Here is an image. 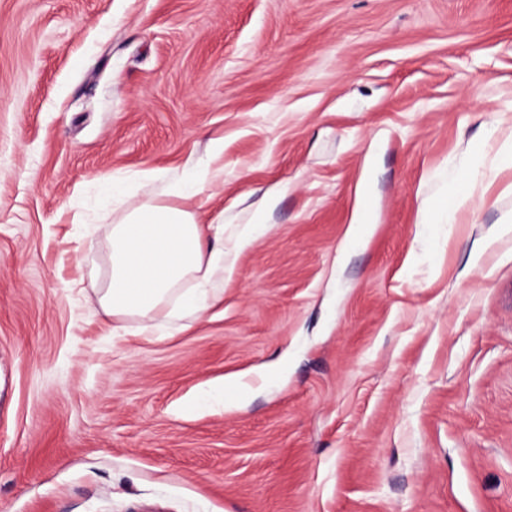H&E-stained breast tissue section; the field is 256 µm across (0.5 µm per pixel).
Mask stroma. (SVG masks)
<instances>
[{"mask_svg":"<svg viewBox=\"0 0 512 512\" xmlns=\"http://www.w3.org/2000/svg\"><path fill=\"white\" fill-rule=\"evenodd\" d=\"M511 140L512 0H0V512H512ZM190 158L230 279L141 332L101 182ZM442 194L447 197V204H443L440 212L448 211V224L455 221L457 213L468 206L470 197L468 193L460 186L458 180L454 178L451 182H446L442 188Z\"/></svg>","mask_w":512,"mask_h":512,"instance_id":"obj_1","label":"stroma"}]
</instances>
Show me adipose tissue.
<instances>
[{
  "instance_id": "obj_1",
  "label": "adipose tissue",
  "mask_w": 512,
  "mask_h": 512,
  "mask_svg": "<svg viewBox=\"0 0 512 512\" xmlns=\"http://www.w3.org/2000/svg\"><path fill=\"white\" fill-rule=\"evenodd\" d=\"M188 176L167 184L161 196L123 208L114 222L112 272L96 301L112 318L200 314L216 302L212 285L227 267L223 245H210L208 228L188 202L208 187V167L187 164Z\"/></svg>"
}]
</instances>
